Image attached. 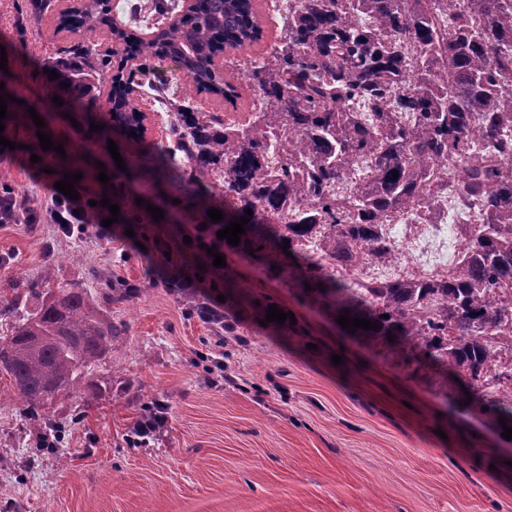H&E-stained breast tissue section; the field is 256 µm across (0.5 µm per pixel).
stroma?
Instances as JSON below:
<instances>
[{
	"label": "stroma",
	"instance_id": "1",
	"mask_svg": "<svg viewBox=\"0 0 512 512\" xmlns=\"http://www.w3.org/2000/svg\"><path fill=\"white\" fill-rule=\"evenodd\" d=\"M18 0H0V47L7 52L14 101L5 129L13 150L0 152V179L44 208L58 174L32 168V114L45 120L54 144L68 149L71 168L103 162L124 179L103 138L72 126L39 76L57 47L91 40L112 45L109 31L72 35L51 22L64 0H51L41 19L17 33ZM262 37L246 51L259 60L277 44L283 20L275 0H255ZM224 79L235 103L213 98L209 109L240 124L258 111V93L234 60ZM201 218L164 217L113 224L111 245L56 237L51 226L0 228V291L13 269L53 287L74 284L93 296L116 282L136 285L126 302L103 303L113 322L129 326L122 347L102 361L71 397L26 410L0 386V506L21 512H512V415L483 410L432 367L415 368L407 354L381 340L348 332L338 314L287 277L232 248L225 272L233 288H199L224 297L236 335L224 341L227 380L211 382L201 356L215 350L213 331L196 317L175 284L212 271L206 249L180 253ZM99 280L89 277L90 271ZM294 322L266 319L269 306ZM340 364H333V354ZM45 415L69 424L67 465L37 448L34 427Z\"/></svg>",
	"mask_w": 512,
	"mask_h": 512
}]
</instances>
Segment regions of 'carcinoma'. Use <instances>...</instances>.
Segmentation results:
<instances>
[{"instance_id": "1", "label": "carcinoma", "mask_w": 512, "mask_h": 512, "mask_svg": "<svg viewBox=\"0 0 512 512\" xmlns=\"http://www.w3.org/2000/svg\"><path fill=\"white\" fill-rule=\"evenodd\" d=\"M48 8V0L20 5L21 16L32 19ZM436 14L437 0H300L283 21L279 43L244 72L264 109L239 124L195 109L193 100L212 80L211 58L244 49L260 39L261 28L250 0H202L160 40L132 42L144 66L183 49L196 71L186 74L181 96L157 89L172 116L169 142L142 145L139 154L151 179L183 185L180 206L188 212L205 216L217 208L225 228L252 210L237 251L378 326L358 329L361 335H392L394 344L424 351L432 366L476 392L496 383L490 410L512 414V363L501 356V345H512V0H458L446 29ZM72 23L85 30L102 24L98 0H87ZM404 40L417 44L412 63L401 54ZM41 68L58 74L48 90L77 111H104L93 91L109 73L120 100L115 111H123L129 95H145L112 52L85 41L58 47ZM395 109L410 112L413 126L398 124ZM288 131L300 134L301 148H286ZM270 147L280 160L267 170ZM361 150L375 153V183L351 189L343 201L324 194ZM445 163L460 169L462 213L475 218L455 225L462 260L448 278L360 292L329 269L389 255L378 225L393 212L431 207ZM214 174L227 176L220 196ZM122 187L117 182L97 194L83 223H100L109 211L104 197L120 205L125 223H149L144 212L122 206ZM13 193L0 182L1 224L18 220ZM2 322L0 377L29 410L80 390L127 333L103 317L89 289L54 291L48 276L16 277V287L0 293Z\"/></svg>"}]
</instances>
